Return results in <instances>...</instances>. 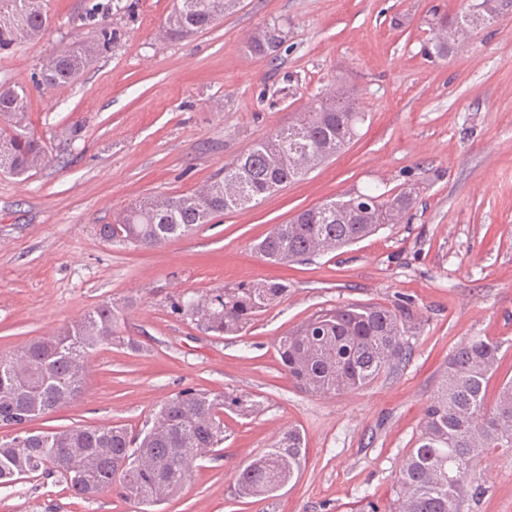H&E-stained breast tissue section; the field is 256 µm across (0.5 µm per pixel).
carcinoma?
Masks as SVG:
<instances>
[{"mask_svg":"<svg viewBox=\"0 0 512 512\" xmlns=\"http://www.w3.org/2000/svg\"><path fill=\"white\" fill-rule=\"evenodd\" d=\"M504 2L482 0L478 10L463 13L457 23L472 31L495 19ZM237 5L238 0H176L165 34L183 37L207 30ZM47 26L43 0H0V50L41 36ZM117 38L116 30L104 26L97 41L57 54L42 84L77 79ZM283 39L281 27L268 23L251 37L250 48L265 57ZM364 117L349 92L338 87L313 101L295 123L224 163L203 189L136 202L113 219L120 234L106 237L102 224L99 235L125 247H161L305 175L340 152ZM29 126L26 91L0 86V169L17 177L53 162ZM413 203L410 190L388 197L361 193L352 205L332 199L275 225L255 249L274 263L306 259L362 240L394 223ZM287 294L286 284L256 281L201 296L183 294L170 300V309L204 333L234 335ZM408 318L403 310L373 304L321 309L279 337L277 350L288 375L306 392L328 396L358 390L403 354ZM112 346L137 348L121 333L118 308L102 303L72 325L0 354V419L24 414L31 421L77 400L88 357ZM502 347L501 341L472 336L448 355L424 407L416 444L396 472L393 512H471L485 494L478 463L491 449H512V376L499 378L494 398L488 396L498 378ZM226 409L247 415L254 404L241 396L186 388L170 395L138 431L121 425L20 431L0 442V484L56 474L76 498L93 500L114 490L141 512H156L191 481L200 453L224 444ZM305 456L300 431L285 432L276 446L237 470L230 496L236 501L273 497V488L298 477Z\"/></svg>","mask_w":512,"mask_h":512,"instance_id":"1","label":"carcinoma"}]
</instances>
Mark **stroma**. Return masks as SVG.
Returning a JSON list of instances; mask_svg holds the SVG:
<instances>
[{
  "label": "stroma",
  "mask_w": 512,
  "mask_h": 512,
  "mask_svg": "<svg viewBox=\"0 0 512 512\" xmlns=\"http://www.w3.org/2000/svg\"><path fill=\"white\" fill-rule=\"evenodd\" d=\"M88 2L45 0L46 33L0 50V86L28 92L31 125L57 160L26 178L0 173V353L105 302L138 347L94 352L82 399L30 429L136 430L184 388L242 395L255 412H225L221 451L161 512H355L369 501L389 512L450 351L468 336L502 341L501 370L512 375V11L437 58L426 52L433 17L478 0H242L177 40L163 35L174 0H135L130 15L101 0L93 24ZM273 22L287 33L280 49L247 51ZM101 26L121 37L74 82L36 85L50 55ZM336 84L354 90L366 120L301 180L160 248L100 238V225L137 201L199 189ZM403 188L416 202L399 223L351 246L288 264L254 249L273 225L327 199ZM258 280L288 294L237 335L202 333L167 304ZM351 303L408 308L406 356L360 390H300L276 338ZM288 429L306 445L299 477L274 498L233 500L238 468ZM479 470L489 489L476 512H512V451L488 454ZM0 512L136 508L113 491L77 499L60 477L38 476L0 487Z\"/></svg>",
  "instance_id": "stroma-1"
}]
</instances>
